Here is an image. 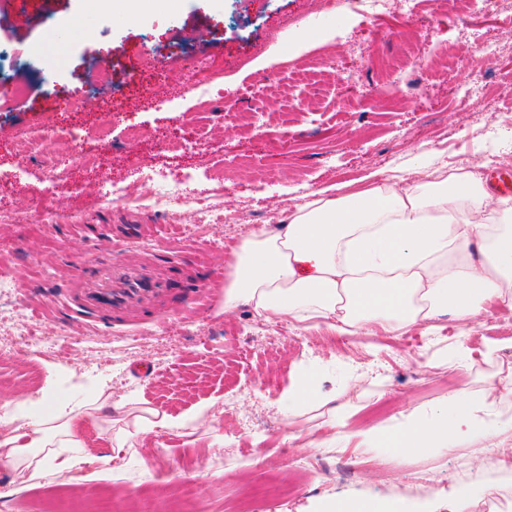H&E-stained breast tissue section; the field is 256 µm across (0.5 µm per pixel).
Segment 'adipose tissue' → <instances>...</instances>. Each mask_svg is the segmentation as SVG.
<instances>
[{
  "instance_id": "ef3b65f1",
  "label": "adipose tissue",
  "mask_w": 512,
  "mask_h": 512,
  "mask_svg": "<svg viewBox=\"0 0 512 512\" xmlns=\"http://www.w3.org/2000/svg\"><path fill=\"white\" fill-rule=\"evenodd\" d=\"M419 167L417 179L376 171L353 193L312 192L280 224L254 229L230 265L225 311L246 306L303 331L398 336L444 315L468 323L491 302L512 309V197L493 196L475 173L448 172L432 149ZM498 392L490 387L479 399L461 388L429 418L404 413L394 432L372 427L363 435L416 452L453 449L481 430ZM110 421L146 433L180 431L194 418L106 399L63 418L46 412L0 438V470L73 477L92 464L87 441Z\"/></svg>"
}]
</instances>
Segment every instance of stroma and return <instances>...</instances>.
I'll list each match as a JSON object with an SVG mask.
<instances>
[{"label": "stroma", "mask_w": 512, "mask_h": 512, "mask_svg": "<svg viewBox=\"0 0 512 512\" xmlns=\"http://www.w3.org/2000/svg\"><path fill=\"white\" fill-rule=\"evenodd\" d=\"M81 10L82 0H0L1 47L63 50L50 85L33 84L14 102L0 88L8 106L0 111V209L8 215L0 256L20 273L12 299L0 301V404L32 419L47 387L69 409L102 396L134 397L172 416L210 410L200 426L130 436L119 459L85 468L75 484L50 473L19 484L0 472V512L69 499L90 510L113 499L122 512H171L186 486L202 512H235L271 473L280 492L255 512H318L339 495L448 512L460 488L512 486V470L496 465L505 452L495 437L401 456L356 434L394 428L405 410L429 414L462 387L486 393L499 380L497 364L512 360V310L492 303L468 324L447 319L442 330L399 337L275 322L260 336L250 308L224 311L241 228L280 223L310 192L376 170L394 175L426 148L452 172L480 162L485 172L512 173V0L495 14L451 5L415 27L398 2L367 20L329 0H143L134 23L118 9L87 15L89 36L70 25ZM20 11L26 24L16 21ZM486 38L498 43L496 60L479 53ZM147 51L205 63L201 78L222 75L224 94L203 106L178 80L133 74ZM315 58L325 63L317 83L293 86L294 72ZM79 86L90 93L75 116L65 101ZM459 86L470 91L463 108L452 102ZM70 124L86 157L106 158L107 181L72 182L73 147L55 132ZM22 130L40 138L24 158L14 150ZM171 139L182 152L167 150ZM51 159L62 172L49 192ZM150 167L189 194L214 196L213 222L146 207ZM111 181L127 186L130 201L108 198ZM48 209L56 221L44 222ZM125 277L155 287L112 303L90 297ZM14 300L31 308L41 333L68 340L60 356L13 349ZM458 347L464 359H455ZM430 356L437 367L427 366ZM103 359L117 371L98 370ZM306 370L337 410H351L353 437H336L327 409L280 411ZM289 432L297 440L284 442ZM151 448L160 456H148Z\"/></svg>", "instance_id": "obj_1"}]
</instances>
